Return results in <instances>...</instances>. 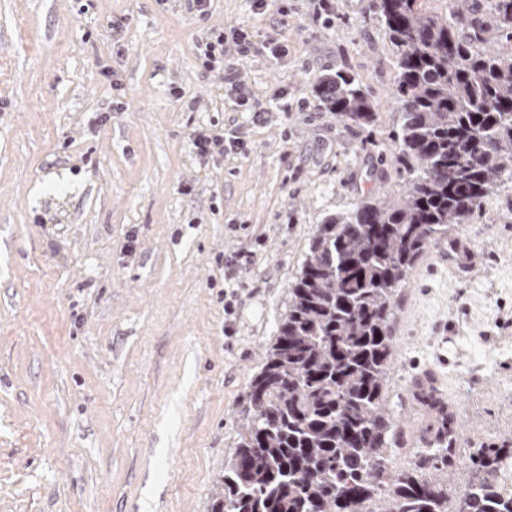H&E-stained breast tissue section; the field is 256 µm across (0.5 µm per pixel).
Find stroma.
Segmentation results:
<instances>
[{
    "mask_svg": "<svg viewBox=\"0 0 512 512\" xmlns=\"http://www.w3.org/2000/svg\"><path fill=\"white\" fill-rule=\"evenodd\" d=\"M273 37L288 54L230 56L262 125L205 70L210 30ZM396 48L375 0H0V512H211L239 412L323 218L398 200ZM345 71L372 125L315 89ZM239 128L244 153L200 161L196 128ZM416 263L396 305L386 388L393 464L440 419L411 392L427 368L464 407L461 439L512 440V184ZM253 250L224 313V260Z\"/></svg>",
    "mask_w": 512,
    "mask_h": 512,
    "instance_id": "stroma-1",
    "label": "stroma"
}]
</instances>
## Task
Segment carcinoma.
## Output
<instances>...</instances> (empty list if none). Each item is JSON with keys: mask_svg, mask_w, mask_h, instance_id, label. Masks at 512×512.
Returning <instances> with one entry per match:
<instances>
[{"mask_svg": "<svg viewBox=\"0 0 512 512\" xmlns=\"http://www.w3.org/2000/svg\"><path fill=\"white\" fill-rule=\"evenodd\" d=\"M424 0H376L397 48L391 101L400 112L396 202L361 199L318 225L260 371L247 392L236 448L211 512H512L488 475L512 448H479L475 476L448 481L391 465L396 300L429 245L451 236L483 199L512 181V0H494L504 44L484 46V20L441 17ZM324 106L355 124L374 105L348 73L319 86ZM446 445L423 449L446 471Z\"/></svg>", "mask_w": 512, "mask_h": 512, "instance_id": "1", "label": "carcinoma"}]
</instances>
